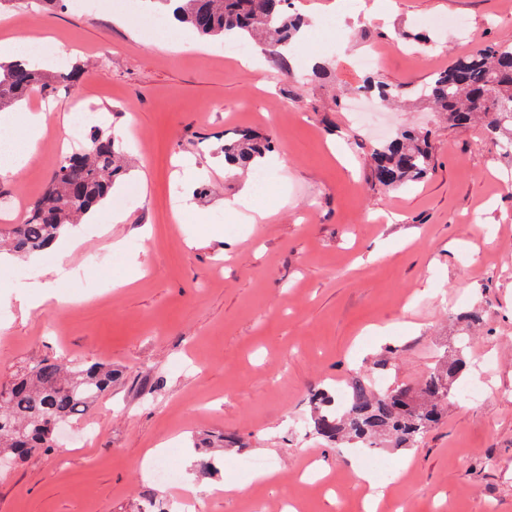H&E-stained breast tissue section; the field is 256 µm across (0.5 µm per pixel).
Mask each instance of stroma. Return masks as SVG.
<instances>
[{
  "label": "stroma",
  "mask_w": 512,
  "mask_h": 512,
  "mask_svg": "<svg viewBox=\"0 0 512 512\" xmlns=\"http://www.w3.org/2000/svg\"><path fill=\"white\" fill-rule=\"evenodd\" d=\"M307 16L292 72L252 47L251 66L216 41L175 25L153 32L148 9L127 0L40 9L14 0L11 38L52 36L66 62L84 67V102L132 158L97 223L64 233L78 246L45 250L0 269V295L56 281L58 299L0 328V378L53 356L111 363L110 395L64 426L54 452L0 474V512H145L165 494L200 485L205 512H366L356 473L364 444L304 433L309 395L377 377L418 383L458 344L455 315L479 307L472 360L491 359L490 394L452 389L442 419L410 448L377 453L393 468L377 512H512V157L481 127L452 128L415 99L383 109L388 132L432 131L434 170L384 191L370 180L377 139L351 124L350 100L368 76L409 88L457 56L512 39V0H299ZM340 32L321 27L324 17ZM438 26L439 52L410 34ZM371 51L374 71L355 56ZM329 67L308 79L313 62ZM78 101L56 83L16 104L47 113L63 141ZM250 128L278 148L265 168L254 224H229L224 202L253 183L217 162L224 134ZM58 162L40 155L0 175V201L31 205ZM202 169L206 195L186 183ZM122 211L123 223L111 221ZM121 249H113L114 241ZM143 276L130 280L132 262ZM86 269L87 280L59 275ZM160 448L178 486L148 475ZM213 460L198 480L186 459ZM250 459L280 478L259 482ZM240 485L227 497L219 489Z\"/></svg>",
  "instance_id": "obj_1"
}]
</instances>
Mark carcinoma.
I'll return each mask as SVG.
<instances>
[{
  "mask_svg": "<svg viewBox=\"0 0 512 512\" xmlns=\"http://www.w3.org/2000/svg\"><path fill=\"white\" fill-rule=\"evenodd\" d=\"M159 15L172 16L201 36L263 42L281 68L291 71L288 53L307 19L294 11V0H154ZM77 67L47 72L27 59L0 61V106L15 105L34 88L55 81L75 83ZM362 90L382 101L396 98L399 87L370 80ZM448 119L450 127L479 124L503 153L512 154V40L485 45L456 57L436 71L430 82L411 89ZM274 143L268 136L240 130L224 141V161L238 170L262 164ZM371 179L390 190L426 178L433 170L432 134L403 130L372 146ZM127 170L123 151L112 136L95 127L86 147L60 158L46 193L24 220L0 233V245L20 253L43 251L60 233L81 223L112 194ZM458 346L447 360L416 385L392 383L378 388L361 376L352 379L349 399L336 409V396L327 390L313 395V432L339 444L357 440L374 444L385 437L396 447L420 442L441 418L440 402L451 385L464 377L470 360L467 337L482 321L477 310L460 316ZM117 373L102 362L75 359L64 364L42 358L0 380V451L17 463L52 452L59 428L70 423L100 397L112 391Z\"/></svg>",
  "mask_w": 512,
  "mask_h": 512,
  "instance_id": "carcinoma-1",
  "label": "carcinoma"
}]
</instances>
